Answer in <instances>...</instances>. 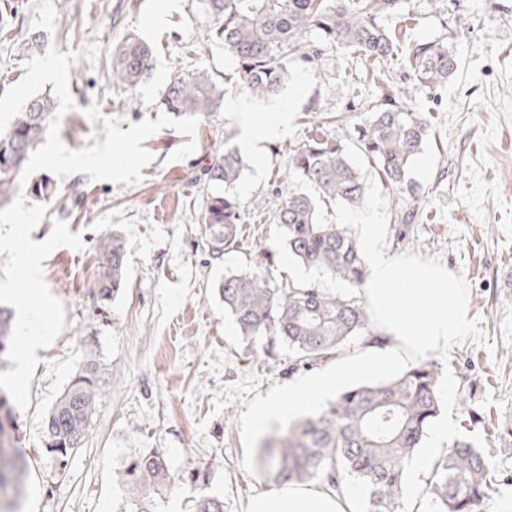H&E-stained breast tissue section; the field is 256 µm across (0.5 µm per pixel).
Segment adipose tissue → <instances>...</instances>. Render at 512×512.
Masks as SVG:
<instances>
[{"mask_svg":"<svg viewBox=\"0 0 512 512\" xmlns=\"http://www.w3.org/2000/svg\"><path fill=\"white\" fill-rule=\"evenodd\" d=\"M452 431L448 422L438 424L431 434L429 447L412 460L406 483L409 512H416L422 477ZM354 508L352 493L339 495L319 485H300L255 496L249 501L246 512H354Z\"/></svg>","mask_w":512,"mask_h":512,"instance_id":"ef3b65f1","label":"adipose tissue"}]
</instances>
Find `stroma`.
Returning a JSON list of instances; mask_svg holds the SVG:
<instances>
[{
  "label": "stroma",
  "instance_id": "1",
  "mask_svg": "<svg viewBox=\"0 0 512 512\" xmlns=\"http://www.w3.org/2000/svg\"><path fill=\"white\" fill-rule=\"evenodd\" d=\"M403 17L390 27L409 40L441 39L459 59V73L431 90L391 63L377 76L368 63L336 47L311 64H298L278 95L287 116L261 111L278 127L261 160H249L235 187L243 207L238 244L222 257L207 247L198 222L210 191L206 169L240 144L231 102L244 99L235 85L236 62L213 40V22L201 0H0V95L21 80L24 64L89 44L101 48L97 67L80 60L70 69L75 106L59 122L64 145L78 151L104 141V124L84 113L99 104L121 130L165 114L168 82L192 70L209 71L226 88L227 106L198 120L196 151L172 155L187 137L167 126L144 141L154 156L138 183L91 180L78 173L57 181L33 241L47 238L53 220L81 234L82 250L61 247L43 263L44 279L65 308L66 328L40 352L30 384L31 408L18 411L27 452L22 512H123L125 489L113 474L145 448L164 453L177 484L156 501L157 512H191L193 497L223 499L224 512H245L254 494L276 489L266 476L242 465L238 417L243 401L214 413L216 392L246 371L257 391L296 379L288 349L266 351L263 342L239 335L225 315L217 284L225 270L265 268L275 280H313L317 274L289 260L273 219L276 193L288 192L290 150L316 127L348 135L364 122L382 93L426 113L432 136L413 176L424 203L413 223L407 206L388 211L386 250L440 257L469 283L468 315L479 318L487 342L451 349L448 365L458 383L452 411L491 408L512 417V0H404ZM150 48V66L135 89L112 84V53L127 34ZM118 234L126 245V286L102 304L87 283L97 266L102 238ZM95 359L105 384L82 448L59 458L35 438L36 404L51 381L47 363L74 352Z\"/></svg>",
  "mask_w": 512,
  "mask_h": 512
}]
</instances>
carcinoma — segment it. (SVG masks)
Segmentation results:
<instances>
[{
	"label": "carcinoma",
	"instance_id": "obj_1",
	"mask_svg": "<svg viewBox=\"0 0 512 512\" xmlns=\"http://www.w3.org/2000/svg\"><path fill=\"white\" fill-rule=\"evenodd\" d=\"M403 0H203L214 21L211 37L237 61L240 89L265 98L278 92L292 65L308 63L324 47L337 46L365 58L371 68L398 59L417 83L444 88L458 62L441 39L400 44L385 19L401 11ZM149 50L129 36L112 55V84L129 89L148 68ZM225 89L206 71L175 77L162 105L173 113L209 115L224 107ZM53 109L48 97L32 99L0 133V203L9 199L29 156L46 130ZM429 135L427 118L385 94L367 121L349 139L380 176L395 204L422 206L412 169ZM322 127L289 153L288 169L307 179L325 209L336 201L363 205L366 183L345 156L349 141ZM248 168L237 147L224 142V156L207 168L216 186L204 203L199 223L207 246L218 257L238 241L241 203L235 184ZM29 192L49 198V178L35 180ZM276 220L288 255L301 266L354 289L340 294L319 282L278 283L264 270L226 271L218 285L224 312L248 340L266 338L267 349L288 348L289 369L310 367L337 357L349 342L381 345L388 337L371 322L360 297L367 268L357 236L349 227L316 222L313 198L300 190L276 194ZM125 246L117 235L99 247L97 270L89 288L102 302L125 284ZM12 313L0 308V364L6 359ZM103 379L88 360L56 400L44 421L49 452L65 457L82 447L96 411ZM439 372L426 360L410 364L398 378L356 385L340 392L318 414L273 431L257 458L261 472L280 484L318 482L342 493L351 483L363 491L358 512H402L403 462L423 443L429 424L441 412ZM18 423L8 394L0 389V512L19 507L26 476V452L19 444ZM129 494L128 512H155V498L173 483L163 455L144 448L115 472ZM505 486L494 457L466 440L453 442L432 465L423 489L428 512H478ZM193 512H224V501L200 495Z\"/></svg>",
	"mask_w": 512,
	"mask_h": 512
}]
</instances>
